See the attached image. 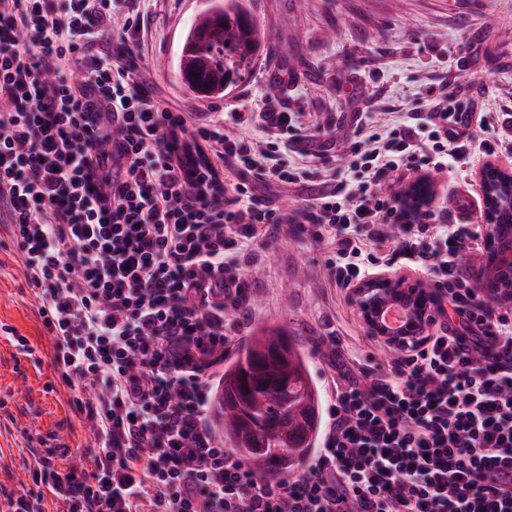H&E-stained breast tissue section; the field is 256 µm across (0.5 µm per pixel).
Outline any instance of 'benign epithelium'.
I'll return each instance as SVG.
<instances>
[{"label":"benign epithelium","instance_id":"1","mask_svg":"<svg viewBox=\"0 0 512 512\" xmlns=\"http://www.w3.org/2000/svg\"><path fill=\"white\" fill-rule=\"evenodd\" d=\"M487 224L512 219V168L490 161L479 171ZM435 190L428 178L418 179L403 190L404 206L411 212L431 207ZM403 280L385 272L369 276L350 290L349 302L367 334L386 357L421 343L426 336L425 315L435 305L430 288L419 285L401 289Z\"/></svg>","mask_w":512,"mask_h":512}]
</instances>
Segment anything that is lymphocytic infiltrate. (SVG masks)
<instances>
[{
	"instance_id": "obj_1",
	"label": "lymphocytic infiltrate",
	"mask_w": 512,
	"mask_h": 512,
	"mask_svg": "<svg viewBox=\"0 0 512 512\" xmlns=\"http://www.w3.org/2000/svg\"><path fill=\"white\" fill-rule=\"evenodd\" d=\"M136 0H0V225L16 243L52 365L74 396L94 470L40 458L35 484L58 512H512V307L464 271L481 235L448 210L411 213L391 172L458 167L512 151V120L441 80L426 109L388 113L330 183L288 159L296 115L236 112L189 125L147 87ZM124 19L113 32L112 19ZM321 183L290 211L275 187ZM330 246L336 287L395 257L450 297L444 324L386 364L340 374L316 465L272 483L204 421L246 309L242 258L284 226Z\"/></svg>"
}]
</instances>
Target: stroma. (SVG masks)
I'll return each instance as SVG.
<instances>
[{
	"mask_svg": "<svg viewBox=\"0 0 512 512\" xmlns=\"http://www.w3.org/2000/svg\"><path fill=\"white\" fill-rule=\"evenodd\" d=\"M267 40L246 79L226 98L189 96L176 76L185 32L209 0H140L144 32L139 51L151 85L200 123L214 112H259L274 106L299 115L295 145L328 169L359 140L367 112L408 111L424 85L456 80L459 97L476 106L468 129L482 137L480 117L512 114V0H242ZM436 205L462 222L483 223L477 169L431 171ZM329 252L300 231L284 232L276 251L259 249L245 262L248 316H232L234 356L259 326L285 325L309 358L321 406L334 402L339 357L381 358L347 293L327 275ZM18 250L0 228V495L32 490L38 454L58 446V468L92 472V441L70 405L73 391L51 365L54 344L36 316ZM25 336L21 351L12 334Z\"/></svg>",
	"mask_w": 512,
	"mask_h": 512,
	"instance_id": "1",
	"label": "stroma"
}]
</instances>
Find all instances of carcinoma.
<instances>
[{
  "label": "carcinoma",
  "instance_id": "1",
  "mask_svg": "<svg viewBox=\"0 0 512 512\" xmlns=\"http://www.w3.org/2000/svg\"><path fill=\"white\" fill-rule=\"evenodd\" d=\"M264 35L241 0H211L188 28L178 59L182 88L201 100L222 99L239 86L261 56ZM294 397L304 419L305 437L288 449L267 455L253 452L241 433L242 421L232 396L249 389L257 396L252 417L265 426L269 446L277 445L274 432L283 416V390ZM321 401L302 347L283 327H259L237 355L225 361L210 404L215 430L224 443L237 450L249 466L268 481L296 471L310 451L320 427Z\"/></svg>",
  "mask_w": 512,
  "mask_h": 512
}]
</instances>
